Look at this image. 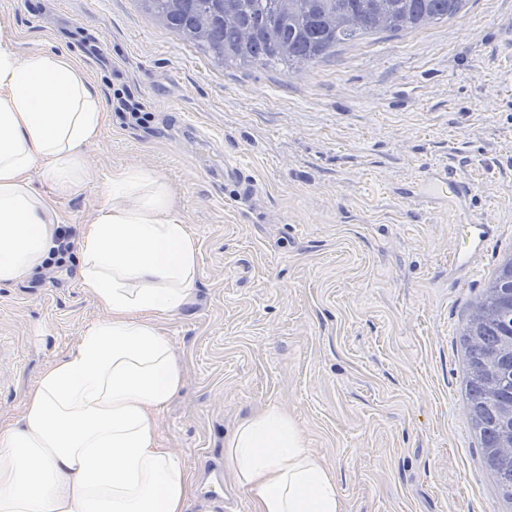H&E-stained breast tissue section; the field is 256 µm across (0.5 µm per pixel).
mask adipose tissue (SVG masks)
Segmentation results:
<instances>
[{
    "label": "adipose tissue",
    "mask_w": 512,
    "mask_h": 512,
    "mask_svg": "<svg viewBox=\"0 0 512 512\" xmlns=\"http://www.w3.org/2000/svg\"><path fill=\"white\" fill-rule=\"evenodd\" d=\"M106 119L104 102L65 55H18L0 30V286L26 280L55 247L52 196L91 177L81 162ZM199 245L167 182L119 168L82 233L78 280L107 311L23 397V420L0 429V512H185L196 480L161 445L155 416L183 386L157 319L196 287ZM256 512H343L331 473L295 422L267 405L224 443Z\"/></svg>",
    "instance_id": "obj_1"
}]
</instances>
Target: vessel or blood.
Returning <instances> with one entry per match:
<instances>
[{
  "instance_id": "obj_1",
  "label": "vessel or blood",
  "mask_w": 512,
  "mask_h": 512,
  "mask_svg": "<svg viewBox=\"0 0 512 512\" xmlns=\"http://www.w3.org/2000/svg\"><path fill=\"white\" fill-rule=\"evenodd\" d=\"M473 183L450 169H427L421 172L410 199L443 207L458 221L459 241L451 256L452 265L470 271L496 236V225L475 217L470 212L474 195Z\"/></svg>"
}]
</instances>
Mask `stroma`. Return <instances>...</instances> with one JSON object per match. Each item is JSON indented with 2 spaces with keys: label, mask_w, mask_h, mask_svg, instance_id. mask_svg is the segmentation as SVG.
I'll use <instances>...</instances> for the list:
<instances>
[{
  "label": "stroma",
  "mask_w": 512,
  "mask_h": 512,
  "mask_svg": "<svg viewBox=\"0 0 512 512\" xmlns=\"http://www.w3.org/2000/svg\"><path fill=\"white\" fill-rule=\"evenodd\" d=\"M20 53L72 58L102 97L129 89L142 126L108 112L54 202L80 239L113 170L161 175L200 245L196 289L162 316L183 389L157 432L195 475L273 404L336 481L344 512H512L467 418L462 329L512 258V0L342 44L314 68L216 67L139 0H0ZM238 159L253 185L224 179ZM474 182L497 235L475 272L450 268L457 226L406 199L419 171ZM77 260L0 288V427L86 329L106 319Z\"/></svg>",
  "instance_id": "1"
}]
</instances>
